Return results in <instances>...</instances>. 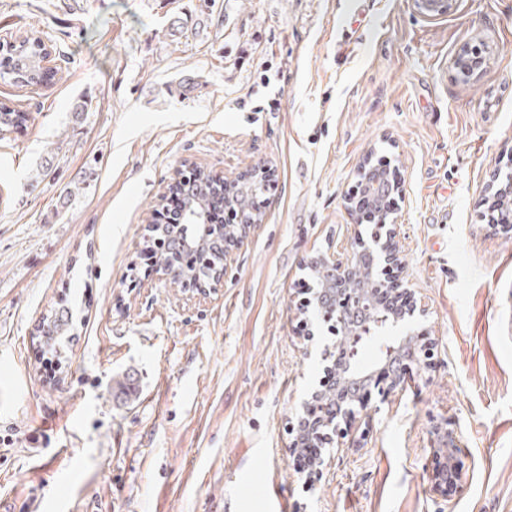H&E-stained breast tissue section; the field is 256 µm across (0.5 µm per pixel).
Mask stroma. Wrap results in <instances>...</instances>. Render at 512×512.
<instances>
[{"label": "stroma", "instance_id": "35a3bbf8", "mask_svg": "<svg viewBox=\"0 0 512 512\" xmlns=\"http://www.w3.org/2000/svg\"><path fill=\"white\" fill-rule=\"evenodd\" d=\"M32 32L66 62L47 86L0 80L30 115L0 141V438L39 437L0 450V512H512V234L482 219L512 159V0L433 19L413 0H0V36ZM374 151L399 172L433 363L372 397L308 490L288 422L334 338L298 332L297 290L311 257L366 235L345 198ZM184 164L274 174L207 298L130 269ZM68 301L50 378L37 327ZM448 428L465 468L446 498Z\"/></svg>", "mask_w": 512, "mask_h": 512}]
</instances>
